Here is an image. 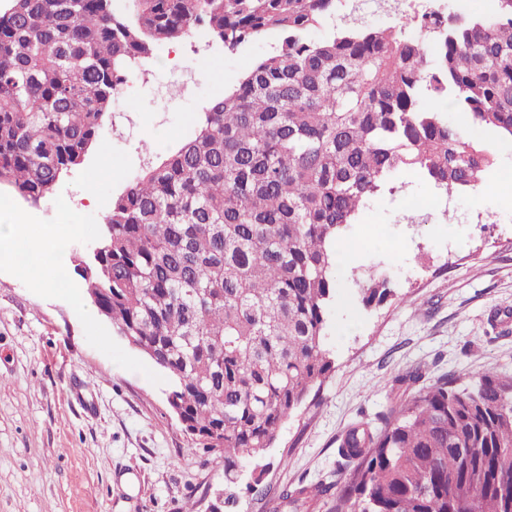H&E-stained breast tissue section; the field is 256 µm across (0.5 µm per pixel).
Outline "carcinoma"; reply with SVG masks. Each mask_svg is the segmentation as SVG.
Segmentation results:
<instances>
[{"mask_svg": "<svg viewBox=\"0 0 512 512\" xmlns=\"http://www.w3.org/2000/svg\"><path fill=\"white\" fill-rule=\"evenodd\" d=\"M9 0L0 9V189L31 206L98 142L133 59L204 26L224 47L278 45L195 117L193 135L112 197L95 261L77 266L115 331L167 375V404L224 463V505L260 485V461L334 368L324 348L336 240L415 170L475 191L495 164L433 107L512 140V0L486 17L313 29L339 0ZM370 307L395 296L373 271ZM334 483L284 488L274 512H512V376L482 369L401 400L381 427L352 423Z\"/></svg>", "mask_w": 512, "mask_h": 512, "instance_id": "1", "label": "carcinoma"}]
</instances>
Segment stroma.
<instances>
[{
    "label": "stroma",
    "instance_id": "1",
    "mask_svg": "<svg viewBox=\"0 0 512 512\" xmlns=\"http://www.w3.org/2000/svg\"><path fill=\"white\" fill-rule=\"evenodd\" d=\"M184 42L159 47L150 85L113 102L102 141L38 206L15 200L0 213L14 227L0 249V512H205L224 485L165 400L166 377L102 317L85 320L87 296L73 269L88 259L113 195L189 137L213 88L233 85L270 52L257 41L207 62ZM405 192L371 200L349 226L328 309L324 346L334 369L269 448L259 493L239 491L232 512H273L288 486L333 480L344 470L337 440L357 421L380 425L425 381L468 382L491 367L512 374V197L457 193L416 212L434 189L400 173ZM67 233L61 259L70 285H46L43 263L16 266L43 229ZM387 274L394 297L364 306L365 269Z\"/></svg>",
    "mask_w": 512,
    "mask_h": 512
}]
</instances>
